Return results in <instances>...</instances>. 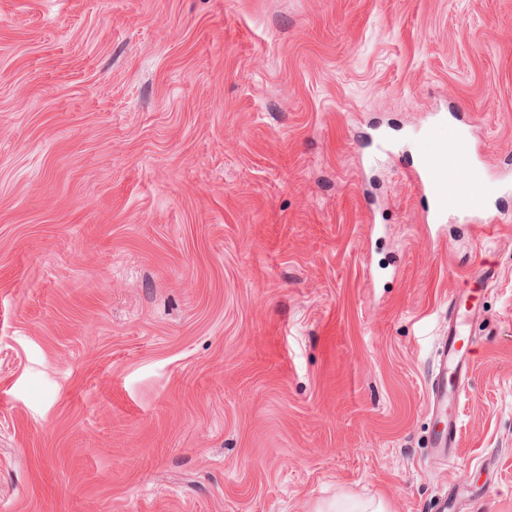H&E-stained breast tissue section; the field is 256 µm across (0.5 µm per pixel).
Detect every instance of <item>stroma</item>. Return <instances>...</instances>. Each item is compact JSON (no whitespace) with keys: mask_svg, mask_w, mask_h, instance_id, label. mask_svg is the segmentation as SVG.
<instances>
[{"mask_svg":"<svg viewBox=\"0 0 512 512\" xmlns=\"http://www.w3.org/2000/svg\"><path fill=\"white\" fill-rule=\"evenodd\" d=\"M510 182L512 0H0V512H512ZM418 164L409 173L417 190L432 200V209L427 216L429 224H440L451 210L464 206L459 173L471 181L477 172L473 166V145L470 136L455 134L448 142L446 154L441 158L432 157L421 145H417ZM448 170L450 174L448 175ZM483 192L478 180L469 182L464 190L468 197ZM449 308L448 338L442 342L439 349L431 381V400L434 408H448L460 399L471 354V347L463 351V346H458V336L464 334L462 331L466 325V317L461 312L457 297L452 299Z\"/></svg>","mask_w":512,"mask_h":512,"instance_id":"35a3bbf8","label":"stroma"}]
</instances>
